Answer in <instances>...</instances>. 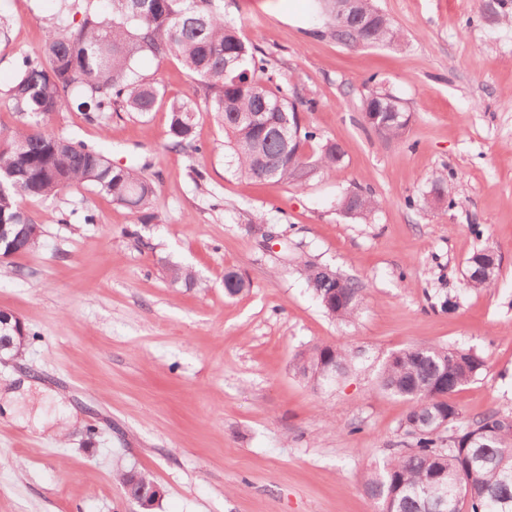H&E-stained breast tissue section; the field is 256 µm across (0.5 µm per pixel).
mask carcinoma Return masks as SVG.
I'll return each mask as SVG.
<instances>
[{
  "label": "carcinoma",
  "mask_w": 512,
  "mask_h": 512,
  "mask_svg": "<svg viewBox=\"0 0 512 512\" xmlns=\"http://www.w3.org/2000/svg\"><path fill=\"white\" fill-rule=\"evenodd\" d=\"M329 14L332 34L346 46L393 43L398 30L384 14L372 31L338 21L336 0H317ZM71 9L78 22L46 31L41 54L26 56L8 90L20 126L0 131V224L11 225L0 239V254L34 250L22 225L21 202L45 199L78 184H90L134 211L150 204L152 182L134 167H114L100 151L48 130L53 117L72 106L89 119L106 112L140 117L167 104L170 147L201 148L194 130L203 114L213 116L224 130L239 173L260 180L306 185L317 170L338 165L343 153L331 141L302 124L290 90L276 82L267 61L242 40L238 29L224 20L215 0H80ZM146 56L177 58L203 91V104L188 97L164 102L156 79L140 70ZM397 98L372 90L363 110L372 109L377 131L398 137L405 118L395 116ZM276 114L282 135L261 136L244 119L261 109ZM379 202L359 191L340 200L342 211L365 218ZM308 286L325 312L341 322L351 320L362 302L359 281L336 272H319L303 263ZM249 287L236 271L224 274V293L233 297ZM351 355L342 347L325 345L296 357L298 372L319 385L347 373ZM485 366L471 348L415 343L388 358L378 371L380 389L409 404L402 428L411 441L365 478V492L379 503V512H512V440L494 436L506 415L491 411L471 424L458 425L460 413L450 396L473 381ZM440 414L446 430L435 432L426 419Z\"/></svg>",
  "instance_id": "1"
}]
</instances>
